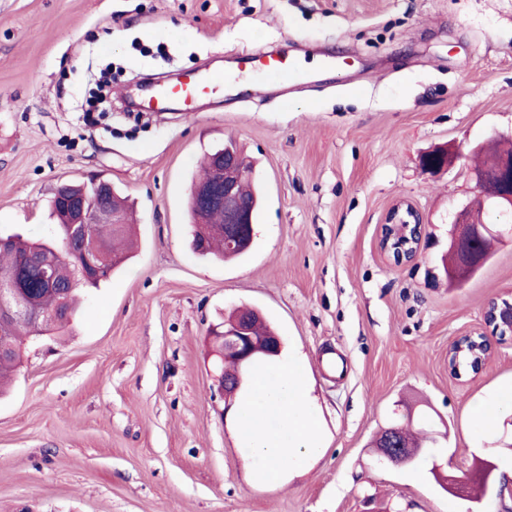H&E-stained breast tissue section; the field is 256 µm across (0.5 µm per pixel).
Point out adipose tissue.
Wrapping results in <instances>:
<instances>
[{
    "label": "adipose tissue",
    "instance_id": "adipose-tissue-1",
    "mask_svg": "<svg viewBox=\"0 0 512 512\" xmlns=\"http://www.w3.org/2000/svg\"><path fill=\"white\" fill-rule=\"evenodd\" d=\"M238 408L242 451L258 477L280 480L318 453L310 389L298 363L257 371Z\"/></svg>",
    "mask_w": 512,
    "mask_h": 512
}]
</instances>
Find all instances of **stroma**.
<instances>
[{
  "label": "stroma",
  "mask_w": 512,
  "mask_h": 512,
  "mask_svg": "<svg viewBox=\"0 0 512 512\" xmlns=\"http://www.w3.org/2000/svg\"><path fill=\"white\" fill-rule=\"evenodd\" d=\"M268 46L299 61L289 89L217 85L191 114L128 112L151 78L233 73ZM112 68V116L92 126L90 72ZM512 131V0H0V230L40 236L61 183L104 180L135 208L129 261L63 331L26 342L0 395V512H496L446 493L498 457L512 343L461 381L448 347L512 291V243L461 285L442 269L455 213L476 193L464 161L430 175L438 146L494 145ZM235 140L264 193L249 254L190 247L199 164ZM424 225L395 266L378 247L390 207ZM249 306L317 399L320 451L270 484L214 399L211 325ZM427 415L423 462L381 461L391 422Z\"/></svg>",
  "instance_id": "1"
}]
</instances>
